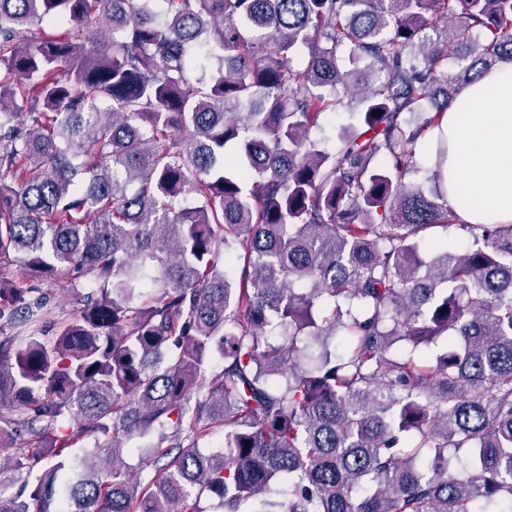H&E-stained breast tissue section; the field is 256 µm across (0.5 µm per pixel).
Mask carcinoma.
<instances>
[{
  "mask_svg": "<svg viewBox=\"0 0 512 512\" xmlns=\"http://www.w3.org/2000/svg\"><path fill=\"white\" fill-rule=\"evenodd\" d=\"M511 63L512 0H0V512H512V224L407 180ZM350 121L348 108L342 107L337 112H334L323 123L322 129L316 132V135L325 141L324 145L328 148L334 147L336 143L337 134L340 128Z\"/></svg>",
  "mask_w": 512,
  "mask_h": 512,
  "instance_id": "cac0c4a2",
  "label": "carcinoma"
}]
</instances>
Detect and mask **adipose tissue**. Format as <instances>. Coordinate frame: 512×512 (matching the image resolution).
Instances as JSON below:
<instances>
[{"label": "adipose tissue", "mask_w": 512, "mask_h": 512, "mask_svg": "<svg viewBox=\"0 0 512 512\" xmlns=\"http://www.w3.org/2000/svg\"><path fill=\"white\" fill-rule=\"evenodd\" d=\"M440 129L444 186L468 224H512V65L463 86Z\"/></svg>", "instance_id": "adipose-tissue-1"}]
</instances>
